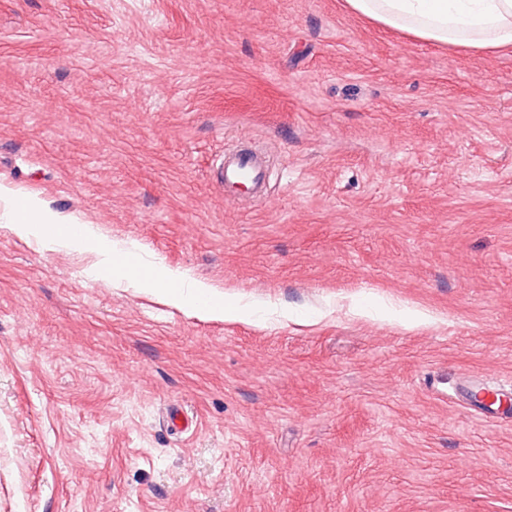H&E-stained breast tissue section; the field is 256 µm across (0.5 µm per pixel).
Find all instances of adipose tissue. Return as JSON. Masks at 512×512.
<instances>
[{"label": "adipose tissue", "mask_w": 512, "mask_h": 512, "mask_svg": "<svg viewBox=\"0 0 512 512\" xmlns=\"http://www.w3.org/2000/svg\"><path fill=\"white\" fill-rule=\"evenodd\" d=\"M345 5L371 22L427 43L512 50V0H345Z\"/></svg>", "instance_id": "obj_1"}]
</instances>
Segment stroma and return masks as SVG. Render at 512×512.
<instances>
[{"mask_svg": "<svg viewBox=\"0 0 512 512\" xmlns=\"http://www.w3.org/2000/svg\"><path fill=\"white\" fill-rule=\"evenodd\" d=\"M246 141L267 192L228 204ZM0 184L143 266L0 204V512H512V421L456 396L512 397V51L344 0H0ZM11 210L9 213V224H18V230L26 234L36 233L44 224L66 223L56 220L53 215L44 211L42 205L35 199L29 198L26 206V215L22 220L13 218ZM191 288L192 298L195 299L194 310L220 317L227 314L224 302L216 297L212 290L213 287L205 283H195ZM203 303L204 307L201 306ZM484 394L486 396L493 395L491 391L485 392V389L482 385L472 386L469 388L464 386L460 392L462 397L470 399L473 403H479L489 421L497 422L498 420L503 419L506 413V407H500L499 401H493L492 399L484 398Z\"/></svg>", "mask_w": 512, "mask_h": 512, "instance_id": "35a3bbf8", "label": "stroma"}]
</instances>
